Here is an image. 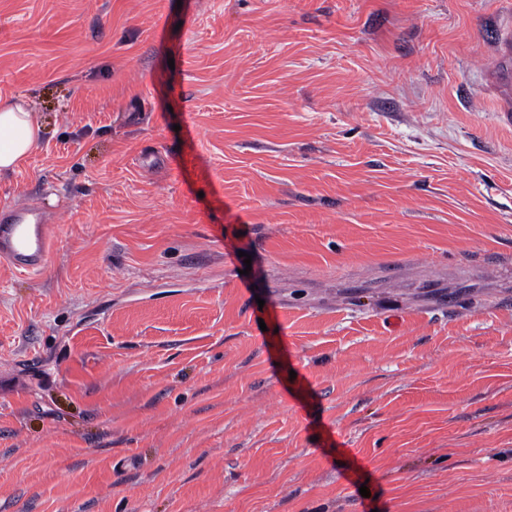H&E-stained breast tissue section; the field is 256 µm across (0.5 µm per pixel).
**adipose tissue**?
Here are the masks:
<instances>
[{
	"label": "adipose tissue",
	"mask_w": 512,
	"mask_h": 512,
	"mask_svg": "<svg viewBox=\"0 0 512 512\" xmlns=\"http://www.w3.org/2000/svg\"><path fill=\"white\" fill-rule=\"evenodd\" d=\"M41 131L24 102L0 105V176L14 173L26 164Z\"/></svg>",
	"instance_id": "adipose-tissue-1"
}]
</instances>
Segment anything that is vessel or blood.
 <instances>
[{"label":"vessel or blood","instance_id":"b4317fda","mask_svg":"<svg viewBox=\"0 0 512 512\" xmlns=\"http://www.w3.org/2000/svg\"><path fill=\"white\" fill-rule=\"evenodd\" d=\"M495 62L487 71L494 89L497 122L512 127V21L497 32ZM54 227L38 205L4 204L0 206V262L12 270L37 273L50 257Z\"/></svg>","mask_w":512,"mask_h":512}]
</instances>
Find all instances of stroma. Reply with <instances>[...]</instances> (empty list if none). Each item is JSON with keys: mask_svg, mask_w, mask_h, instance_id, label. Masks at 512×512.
<instances>
[{"mask_svg": "<svg viewBox=\"0 0 512 512\" xmlns=\"http://www.w3.org/2000/svg\"><path fill=\"white\" fill-rule=\"evenodd\" d=\"M502 9L0 0V512H512ZM510 21L500 27L494 45L495 62L486 74L494 92L496 121L512 127V11ZM41 131L23 101L0 106V176L14 173L26 164ZM54 225L34 203L0 206V262L23 274L43 270L50 257Z\"/></svg>", "mask_w": 512, "mask_h": 512, "instance_id": "1", "label": "stroma"}]
</instances>
